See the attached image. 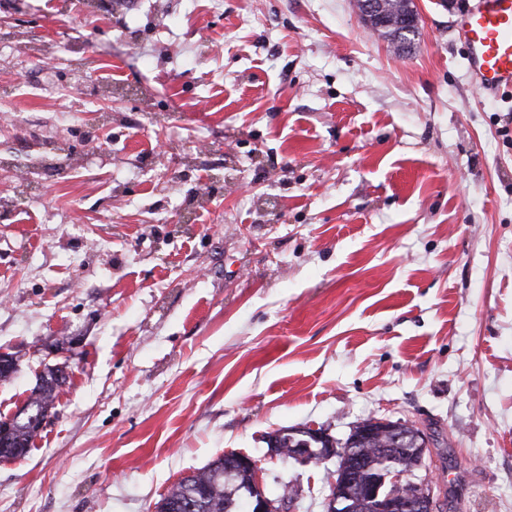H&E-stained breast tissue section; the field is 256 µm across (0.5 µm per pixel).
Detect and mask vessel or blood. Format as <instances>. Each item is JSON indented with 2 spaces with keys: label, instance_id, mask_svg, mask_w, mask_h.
Segmentation results:
<instances>
[{
  "label": "vessel or blood",
  "instance_id": "obj_1",
  "mask_svg": "<svg viewBox=\"0 0 512 512\" xmlns=\"http://www.w3.org/2000/svg\"><path fill=\"white\" fill-rule=\"evenodd\" d=\"M453 26L476 88L487 97L512 90V0H477L456 15Z\"/></svg>",
  "mask_w": 512,
  "mask_h": 512
}]
</instances>
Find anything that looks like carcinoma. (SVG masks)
Returning a JSON list of instances; mask_svg holds the SVG:
<instances>
[{
	"label": "carcinoma",
	"instance_id": "obj_1",
	"mask_svg": "<svg viewBox=\"0 0 512 512\" xmlns=\"http://www.w3.org/2000/svg\"><path fill=\"white\" fill-rule=\"evenodd\" d=\"M419 26L409 30L389 26L378 29L394 50L405 53L413 46ZM63 381L59 370L50 368L40 376L37 386L25 403L26 416L12 424L10 432L0 439V457L17 459L27 455L33 440L41 430L43 421L55 408L58 388ZM420 439V429L399 421L384 423L368 418L357 423L343 441L324 435L320 447L335 444L349 448L364 459V468L356 486L349 488V512H372L371 504L360 489L379 485L384 493L399 494L401 489L387 480L394 467L411 472L418 463L413 448ZM306 441L305 432L299 427H286L278 439L281 455L288 456L289 449ZM255 486L253 473L235 464L232 455L219 456L192 475L174 484L155 506V512H168L169 506L184 505V512H249L247 503Z\"/></svg>",
	"mask_w": 512,
	"mask_h": 512
}]
</instances>
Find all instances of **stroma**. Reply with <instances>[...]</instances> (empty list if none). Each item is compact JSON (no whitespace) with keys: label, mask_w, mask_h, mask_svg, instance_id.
<instances>
[{"label":"stroma","mask_w":512,"mask_h":512,"mask_svg":"<svg viewBox=\"0 0 512 512\" xmlns=\"http://www.w3.org/2000/svg\"><path fill=\"white\" fill-rule=\"evenodd\" d=\"M415 0H0V512H154L217 456L325 512L335 460L267 438L367 417L431 444L443 512H512V94ZM418 24L413 26L412 29H408L406 32H404L406 27L393 26L377 29V32L394 50L405 53L408 52L414 44L413 41L419 29ZM59 372V369L49 368L40 376L25 405L11 418L13 424L11 420L0 423L1 436L6 435L12 425L10 432L0 439V457L17 459L27 455L33 440L42 429L43 421L55 408L57 390L63 381ZM25 409L28 410L27 415L15 422V418Z\"/></svg>","instance_id":"35a3bbf8"}]
</instances>
